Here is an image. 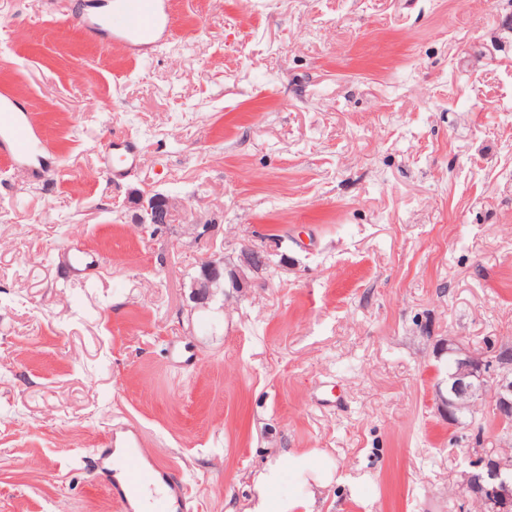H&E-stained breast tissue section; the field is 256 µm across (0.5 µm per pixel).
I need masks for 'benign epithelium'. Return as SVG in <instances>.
I'll use <instances>...</instances> for the list:
<instances>
[{"instance_id": "1", "label": "benign epithelium", "mask_w": 512, "mask_h": 512, "mask_svg": "<svg viewBox=\"0 0 512 512\" xmlns=\"http://www.w3.org/2000/svg\"><path fill=\"white\" fill-rule=\"evenodd\" d=\"M170 202L151 197L143 206L138 223L144 229L157 230L167 223ZM264 254L246 246L239 254V265L228 271L222 259H206L200 266V276L191 287L190 301L198 307L207 306L224 293V276L230 275L234 287L248 284L247 273L265 267ZM448 354L447 392L437 391L440 410L448 415L449 423H461L464 413L479 404H486L498 424L501 443L512 439V344L477 352L464 346L457 338L444 340ZM464 481L482 512H512V454L486 452L476 470L464 474Z\"/></svg>"}]
</instances>
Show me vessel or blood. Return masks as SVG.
<instances>
[{
  "instance_id": "b4317fda",
  "label": "vessel or blood",
  "mask_w": 512,
  "mask_h": 512,
  "mask_svg": "<svg viewBox=\"0 0 512 512\" xmlns=\"http://www.w3.org/2000/svg\"><path fill=\"white\" fill-rule=\"evenodd\" d=\"M80 24L89 39L104 46L118 41L136 52L141 46L156 47L167 41L175 31L176 18L171 0H113L110 15L84 17ZM50 149L35 115L19 108L13 93L1 90L0 155L19 163ZM110 153L123 166L135 165L139 159L136 143L125 137L113 139ZM112 442L122 450L119 465L101 467L100 473L119 512H194L190 485L150 456L136 428H114Z\"/></svg>"
}]
</instances>
